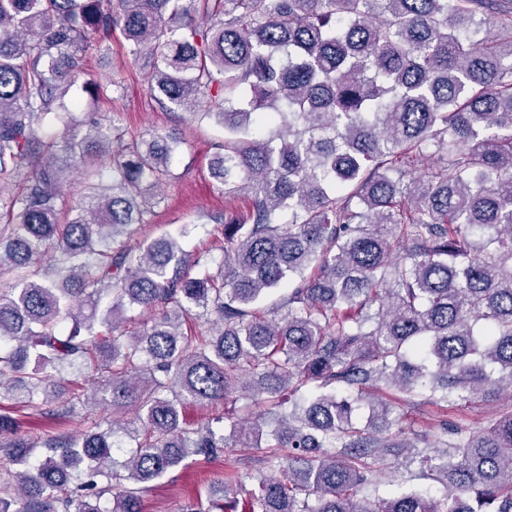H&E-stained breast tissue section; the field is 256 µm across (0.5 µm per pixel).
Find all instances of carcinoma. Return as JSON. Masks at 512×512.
I'll list each match as a JSON object with an SVG mask.
<instances>
[{
    "mask_svg": "<svg viewBox=\"0 0 512 512\" xmlns=\"http://www.w3.org/2000/svg\"><path fill=\"white\" fill-rule=\"evenodd\" d=\"M490 10L504 34L479 39ZM117 28L159 107L224 130L210 174L250 198L209 217L218 258L185 250L188 224L127 245L178 139L75 116L73 89H101L84 56ZM3 218L0 400L38 409L62 371L92 368L112 418L40 451L0 414V512H142L148 483L229 439L283 478L215 484L182 512H512V410L433 447L391 434L416 395L512 396V7L0 0ZM136 309L152 318L129 334ZM230 394L264 413L229 418L227 437L184 426L183 406ZM119 431L135 442L123 462ZM395 452L441 493L354 500Z\"/></svg>",
    "mask_w": 512,
    "mask_h": 512,
    "instance_id": "1",
    "label": "carcinoma"
}]
</instances>
